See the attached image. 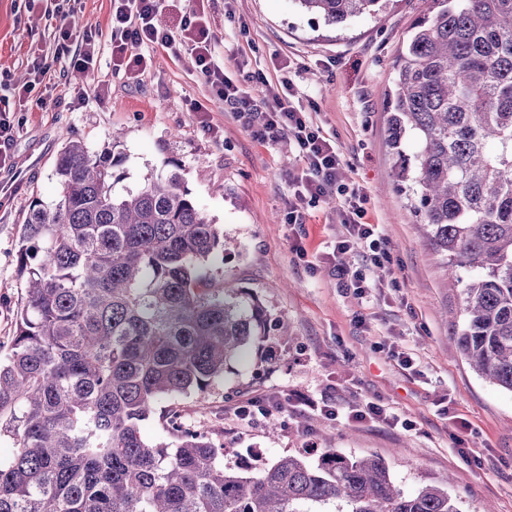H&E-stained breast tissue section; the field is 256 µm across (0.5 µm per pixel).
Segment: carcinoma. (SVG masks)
<instances>
[{"label": "carcinoma", "mask_w": 512, "mask_h": 512, "mask_svg": "<svg viewBox=\"0 0 512 512\" xmlns=\"http://www.w3.org/2000/svg\"><path fill=\"white\" fill-rule=\"evenodd\" d=\"M329 27L386 0H294ZM386 93V141L418 227L463 289L467 364L512 393V0H430ZM414 140V152L404 142ZM112 152L71 141L59 200L30 204L17 254L25 301L0 358V512H459L448 488L405 492L376 456L329 449L226 466L209 427L167 401L206 391L265 322L208 288L224 234L176 173L114 192ZM174 443L143 433L153 416Z\"/></svg>", "instance_id": "obj_1"}]
</instances>
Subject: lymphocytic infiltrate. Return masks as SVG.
Returning a JSON list of instances; mask_svg holds the SVG:
<instances>
[{
  "instance_id": "obj_1",
  "label": "lymphocytic infiltrate",
  "mask_w": 512,
  "mask_h": 512,
  "mask_svg": "<svg viewBox=\"0 0 512 512\" xmlns=\"http://www.w3.org/2000/svg\"><path fill=\"white\" fill-rule=\"evenodd\" d=\"M112 63L115 69L137 75L144 74L152 63L147 49L168 48L174 42L185 45L195 59L200 75L210 85L214 95L223 101L226 109L234 112L244 122H251L257 105H264L263 123L254 132L261 141H274L279 137L290 138L305 167L296 178L295 203L288 208V221H304L301 202H318L328 194H336L341 201L344 231L333 245L334 252L356 251L362 257V267L343 269L351 288L357 295H364L366 272L384 266L391 260L389 242L379 225L366 222L368 196L355 184L339 180L343 164L335 141L325 137L311 113L296 108L289 100L293 83L281 77L277 85L267 87L263 100H256L225 76L214 58V47L207 24L200 16L192 15L184 21L181 36L165 28L159 19L164 0H110ZM50 56H38L33 68L39 78H46L50 59L65 60L69 69L77 72L93 71L97 62L96 36L93 33L77 34L64 23H56ZM33 90L32 84L6 88L0 93V164L6 162L8 150L14 140L16 125L14 114L20 111Z\"/></svg>"
}]
</instances>
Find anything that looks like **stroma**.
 Returning a JSON list of instances; mask_svg holds the SVG:
<instances>
[{
    "label": "stroma",
    "instance_id": "1",
    "mask_svg": "<svg viewBox=\"0 0 512 512\" xmlns=\"http://www.w3.org/2000/svg\"><path fill=\"white\" fill-rule=\"evenodd\" d=\"M58 0H0V76L26 80L52 29L45 15ZM429 0H390L375 17L339 28L302 12L294 0H175L162 21L177 29L183 12L203 7L225 74L255 98L289 63L294 106L315 105V120L335 140L341 178L369 197L366 219L383 227L389 268L370 270L375 288L356 295L338 276L359 266L360 255L329 259L341 232L338 199L306 207V220H286L294 198L291 178L304 166L283 159L281 142L257 140L223 104L213 100L181 46L159 48L149 70L132 79L112 67L110 0H78L67 17L77 31L100 34L93 72L74 79L53 63L37 84L0 166V341H8L24 290L17 251L34 199L53 203L60 185L56 162L69 141L90 151L111 149L116 191L150 175L178 172L211 223L223 231L225 252L204 267L205 280L248 293L267 320L260 348L233 361L223 379L174 403L186 418L215 428L225 464L245 469L287 454L319 450L377 455L408 492L447 483L460 512H512V394L470 369L453 336V312L472 276L460 269L448 280L440 257L418 229L408 194L398 191L386 143L384 92L414 21ZM56 99L40 107L39 98ZM121 132L112 142V132ZM415 354L403 368L398 353ZM270 399L268 416L241 424L236 407ZM371 400L413 430L378 422L323 418L316 406L339 409Z\"/></svg>",
    "mask_w": 512,
    "mask_h": 512
}]
</instances>
